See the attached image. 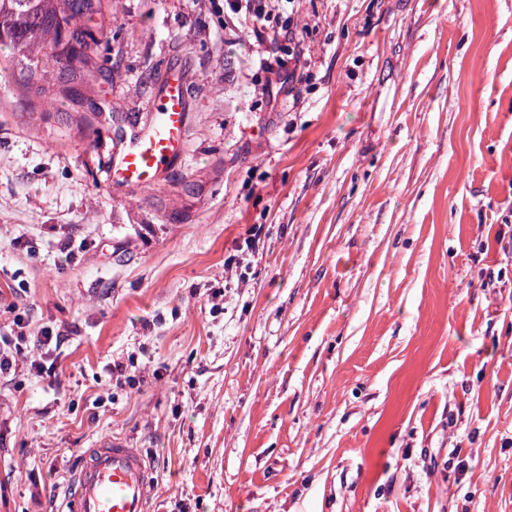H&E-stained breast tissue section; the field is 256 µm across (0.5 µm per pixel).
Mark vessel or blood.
I'll use <instances>...</instances> for the list:
<instances>
[{"mask_svg":"<svg viewBox=\"0 0 512 512\" xmlns=\"http://www.w3.org/2000/svg\"><path fill=\"white\" fill-rule=\"evenodd\" d=\"M189 84L171 68L153 96V122L130 126L124 146L106 166V176L127 189L155 187L164 169L179 161L188 129ZM153 471L139 449L112 439L89 449L76 470L60 512H148Z\"/></svg>","mask_w":512,"mask_h":512,"instance_id":"obj_1","label":"vessel or blood"}]
</instances>
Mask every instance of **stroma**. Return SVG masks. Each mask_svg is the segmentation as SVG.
Returning a JSON list of instances; mask_svg holds the SVG:
<instances>
[{
    "label": "stroma",
    "instance_id": "obj_1",
    "mask_svg": "<svg viewBox=\"0 0 512 512\" xmlns=\"http://www.w3.org/2000/svg\"><path fill=\"white\" fill-rule=\"evenodd\" d=\"M294 21L270 89L221 0H114L85 104L146 124L170 66L192 88L148 190L0 77V331L17 302L64 336L0 378V512H54L104 437L149 512H512V0Z\"/></svg>",
    "mask_w": 512,
    "mask_h": 512
}]
</instances>
